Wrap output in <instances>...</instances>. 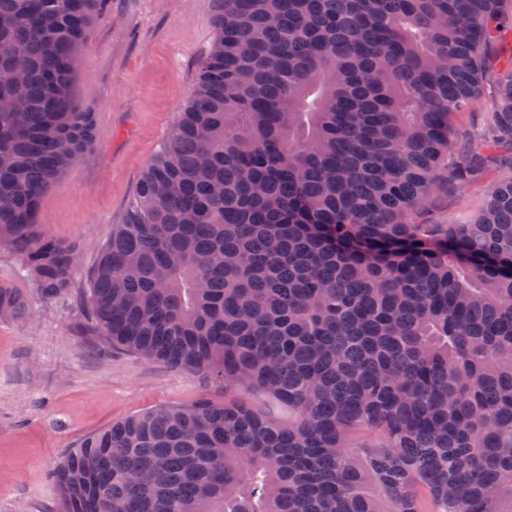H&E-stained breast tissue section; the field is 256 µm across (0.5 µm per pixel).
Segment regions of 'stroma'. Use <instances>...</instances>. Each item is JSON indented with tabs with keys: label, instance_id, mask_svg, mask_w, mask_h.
Listing matches in <instances>:
<instances>
[{
	"label": "stroma",
	"instance_id": "stroma-1",
	"mask_svg": "<svg viewBox=\"0 0 512 512\" xmlns=\"http://www.w3.org/2000/svg\"><path fill=\"white\" fill-rule=\"evenodd\" d=\"M212 0H109L75 64L73 103L95 141L46 191L39 222L71 246L67 294L42 300L20 257L0 251V285L27 303L0 318V512H57L55 467L113 421L222 390L164 363L113 349L94 332L87 294L102 247L140 174L160 151L216 36Z\"/></svg>",
	"mask_w": 512,
	"mask_h": 512
}]
</instances>
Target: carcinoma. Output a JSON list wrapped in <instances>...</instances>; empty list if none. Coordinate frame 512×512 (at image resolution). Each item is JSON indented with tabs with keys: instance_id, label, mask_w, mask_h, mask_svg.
<instances>
[{
	"instance_id": "1",
	"label": "carcinoma",
	"mask_w": 512,
	"mask_h": 512,
	"mask_svg": "<svg viewBox=\"0 0 512 512\" xmlns=\"http://www.w3.org/2000/svg\"><path fill=\"white\" fill-rule=\"evenodd\" d=\"M104 2L0 0V249L46 301L75 257L39 204L94 140L72 84ZM213 3L90 300L106 343L224 398L84 438L53 472L60 512H512L505 0ZM485 94V132L448 163ZM474 185L469 219L426 220ZM25 309L0 286V317Z\"/></svg>"
}]
</instances>
